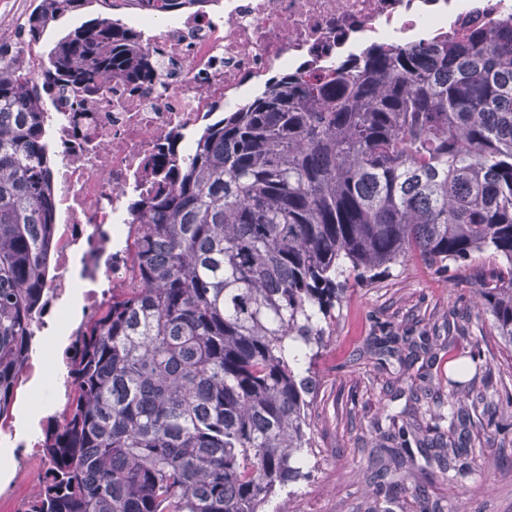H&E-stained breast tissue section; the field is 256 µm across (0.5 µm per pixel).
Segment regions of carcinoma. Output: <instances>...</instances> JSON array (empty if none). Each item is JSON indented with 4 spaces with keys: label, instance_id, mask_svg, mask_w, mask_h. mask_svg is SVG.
Returning a JSON list of instances; mask_svg holds the SVG:
<instances>
[{
    "label": "carcinoma",
    "instance_id": "1",
    "mask_svg": "<svg viewBox=\"0 0 512 512\" xmlns=\"http://www.w3.org/2000/svg\"><path fill=\"white\" fill-rule=\"evenodd\" d=\"M208 2L148 0L158 11ZM90 3L38 0L20 36L37 45ZM150 75L107 17L36 56L0 48V418L48 268L42 98L63 76L92 90ZM133 207L138 287L75 339V394L45 432L51 468L23 512H259L305 477L311 447L316 380L288 347L325 343L349 279L488 252L494 272L477 293L512 347V23L272 79ZM461 387L448 379L452 427ZM383 452L374 478L391 490L415 452Z\"/></svg>",
    "mask_w": 512,
    "mask_h": 512
}]
</instances>
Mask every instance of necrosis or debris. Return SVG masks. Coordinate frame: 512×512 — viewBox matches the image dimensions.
Segmentation results:
<instances>
[{"label":"necrosis or debris","mask_w":512,"mask_h":512,"mask_svg":"<svg viewBox=\"0 0 512 512\" xmlns=\"http://www.w3.org/2000/svg\"><path fill=\"white\" fill-rule=\"evenodd\" d=\"M510 19L512 0H224L217 13L133 11L123 24L150 55V82L135 89L116 77L92 96L67 86L45 115L57 217L33 335L55 328L73 292L78 336L132 287V200L157 189L162 157L187 155L191 130L240 108L272 72L326 70L373 44L415 46Z\"/></svg>","instance_id":"necrosis-or-debris-1"}]
</instances>
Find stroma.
Wrapping results in <instances>:
<instances>
[{"label": "stroma", "instance_id": "1", "mask_svg": "<svg viewBox=\"0 0 512 512\" xmlns=\"http://www.w3.org/2000/svg\"><path fill=\"white\" fill-rule=\"evenodd\" d=\"M487 256L436 270L421 260L393 267L370 282H348L329 321L330 343L311 359L317 380L309 407L313 446L305 452V479L275 492L261 512H512V348L495 335L476 293L488 274ZM450 336L406 366L374 353L383 333ZM478 355L482 365L462 406L466 419L449 429L444 371ZM49 378L19 387L8 419L24 434L43 432L62 413L42 398ZM415 422L434 448L474 446L482 469L451 481L437 467L408 468L402 488L377 492L369 479L377 448L400 447L394 423ZM38 470L21 466L0 485V512H21L38 489Z\"/></svg>", "mask_w": 512, "mask_h": 512}]
</instances>
